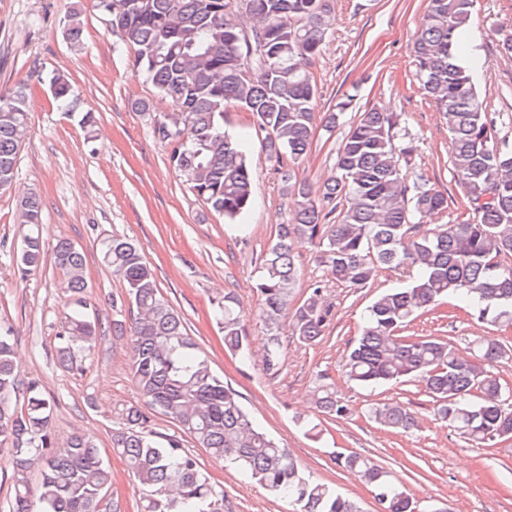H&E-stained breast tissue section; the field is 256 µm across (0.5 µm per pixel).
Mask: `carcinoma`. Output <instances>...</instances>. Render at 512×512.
Returning a JSON list of instances; mask_svg holds the SVG:
<instances>
[{
	"instance_id": "1",
	"label": "carcinoma",
	"mask_w": 512,
	"mask_h": 512,
	"mask_svg": "<svg viewBox=\"0 0 512 512\" xmlns=\"http://www.w3.org/2000/svg\"><path fill=\"white\" fill-rule=\"evenodd\" d=\"M123 0H99L112 29L134 53L158 94L173 111L153 119L155 136L170 147L169 162L188 190L209 211L237 224L254 203V171L240 134L224 128L233 106L252 114L255 132L285 192L296 197L293 222L279 225L258 267L253 285L258 317L266 330V370H279L281 335L289 330L310 344L323 336L330 306L321 285H309L297 307L300 281L294 243L316 250V260L336 281L368 287L381 268L408 274L402 288L378 294L366 308L360 336L345 358L349 381L363 388L416 379L434 404L436 420L473 447L512 438V408L501 397L512 393L493 372L508 356L495 336L470 342L475 359L463 362L448 342L432 336H402L419 316L455 299L478 321L499 329L512 326V149L499 144L495 121L486 112L473 68L464 61L463 34L474 0H427L425 24L412 47L418 88L448 126L450 162L476 219H466L420 237L416 216L448 208V197L426 184L409 188L398 157L414 147L402 133L401 117L367 110L344 135L336 175L316 192L297 177L311 144L318 88L308 70L319 55L334 15L333 0H141L131 12ZM263 51L254 52V79L240 76L246 58L243 29ZM39 83L68 110L78 94L65 74ZM30 87L20 83L0 92V191L14 181L17 154L28 133ZM351 99L323 115L334 131ZM17 267L24 277L39 270L45 247L39 234L42 205L35 195L22 203ZM101 257L124 283L129 318L112 320L127 334L130 375L144 405L122 409L123 427L112 433V451L144 493V512H224V490L182 438L150 428L157 413L173 422L198 447L224 466L241 471L272 494L292 500L298 512H360L354 501L306 475L296 458L247 413L239 394L224 384L186 322L160 291L140 247L126 238L102 242ZM74 307L56 336V360L72 369L90 358L106 335L83 311L90 286L85 255L69 240L54 250ZM236 296L227 292L214 308L224 348L241 364L251 360ZM14 331L0 325V447L11 451L14 480L9 512H104L112 471L95 440L74 433L55 439V401L37 381L22 382L13 367ZM481 393L473 399V391ZM317 411L345 416L350 408L336 386L321 379L313 391ZM368 416L403 433L417 426L415 414L397 401L375 403ZM342 466L375 488L378 512H419L383 467L358 453L339 455ZM39 472L32 489L28 472Z\"/></svg>"
}]
</instances>
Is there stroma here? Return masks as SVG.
I'll list each match as a JSON object with an SVG mask.
<instances>
[{
	"mask_svg": "<svg viewBox=\"0 0 512 512\" xmlns=\"http://www.w3.org/2000/svg\"><path fill=\"white\" fill-rule=\"evenodd\" d=\"M74 11L84 27L75 45L63 34ZM425 14L426 0H336L335 22L310 71L318 86V112L348 96L353 102L334 132L314 125L298 176L316 188L334 176L338 145L360 112L375 108L402 114L416 150L400 169L408 186L424 183L447 196V209L423 222L424 228L439 229L471 208L449 163L448 127L412 77L411 45ZM507 34H512V0H476L465 40L487 110L496 120L497 139L512 145V59L498 52ZM118 42L99 0H0V92L24 81L32 88L29 131L15 179L9 190L0 191V323L14 330L20 379L38 381L54 398L58 438L92 435L109 460L108 498L119 501L122 512H140L142 491L113 455L112 431L120 426L122 408L143 398L129 376L125 338L104 336L82 370L55 365V337L72 303L52 254L61 238L83 250L92 285L86 311L105 326L116 318L112 302L124 297L125 288L102 263L100 243L112 236L137 241L163 296L256 422L288 448L306 473L354 500L361 512H376L375 493L339 464L337 456L344 451L371 457L426 512H512V439L471 447L435 421L433 404L418 381L371 390L345 375L344 357L360 333L367 305L382 291L401 286L399 273L384 268L369 287L350 288L327 273L312 247L296 244L301 280L293 302L301 304L309 284L320 282L331 317L317 344L284 334L279 370L266 371V335L253 284L278 225L294 214L295 199L283 193L263 138L255 135L248 143L255 204L244 226L203 214L170 164L168 147L153 134L151 115L173 106L134 65L132 53L118 50ZM40 71L68 76L80 95L78 109L57 108L47 86L35 80ZM138 101L149 104V113L135 109ZM87 111L98 117L89 133L80 123ZM32 193L42 200L40 229L47 254L38 272L23 277L13 255L20 244V203ZM229 291L240 302L252 348L246 367L225 352L212 316L214 302ZM409 332L439 337L462 352L475 338L492 334L512 348L511 327L492 330L453 300L422 315ZM322 376L349 404L347 416L315 410L312 390ZM388 400L415 413L414 431L394 432L367 417L368 404ZM302 417L319 423V439L299 426ZM183 444L223 488L224 512H296L293 502L210 458L192 439Z\"/></svg>",
	"mask_w": 512,
	"mask_h": 512,
	"instance_id": "1",
	"label": "stroma"
}]
</instances>
